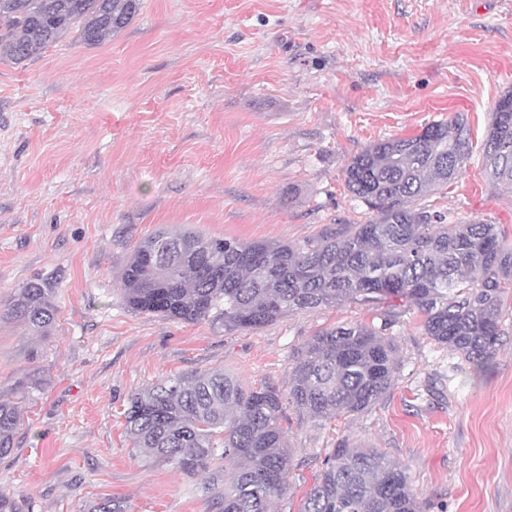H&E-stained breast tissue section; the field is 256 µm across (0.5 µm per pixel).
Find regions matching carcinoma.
<instances>
[{"label":"carcinoma","instance_id":"1","mask_svg":"<svg viewBox=\"0 0 512 512\" xmlns=\"http://www.w3.org/2000/svg\"><path fill=\"white\" fill-rule=\"evenodd\" d=\"M140 0H0V60L22 63L73 32L91 44L112 39ZM512 92L496 102L482 147L489 180L512 188ZM471 158L463 115L412 137L368 145L345 169L354 198L378 217L301 245L245 243L193 229L143 240L119 287L137 312L224 328H259L286 314L344 303L376 307L399 299L419 314L425 335L473 365L499 345L504 297L512 290V241L496 224H447L418 201L448 186ZM52 289L33 281L7 316L46 336L55 323ZM381 325L353 323L314 335L295 357L288 391L247 388L222 371L162 379L131 395L125 414L132 445L183 472L211 469L220 512H279L290 454L284 402L316 420L362 413L395 381L396 347ZM18 403L0 398V459L14 451ZM217 460L232 466L211 468ZM24 499L0 491V512ZM89 512H125L103 498ZM300 512H424L406 471L376 448L345 446L325 459Z\"/></svg>","mask_w":512,"mask_h":512}]
</instances>
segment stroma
<instances>
[{"label":"stroma","mask_w":512,"mask_h":512,"mask_svg":"<svg viewBox=\"0 0 512 512\" xmlns=\"http://www.w3.org/2000/svg\"><path fill=\"white\" fill-rule=\"evenodd\" d=\"M512 90V0H142L112 40L69 35L0 61V387L36 374L0 489L26 512H216L207 472L156 462L125 433L129 398L161 379L221 370L286 388L316 333L381 323L354 303L257 329L131 310L118 277L162 228L293 245L374 214L345 185L351 158L462 112L474 146L426 202L450 224L512 238V190L480 148ZM50 282L58 314L39 336L6 309ZM482 368L425 336L399 307L398 371L368 411L314 420L284 404L291 450L281 512H298L342 445L382 450L426 512H512V296Z\"/></svg>","instance_id":"stroma-1"}]
</instances>
